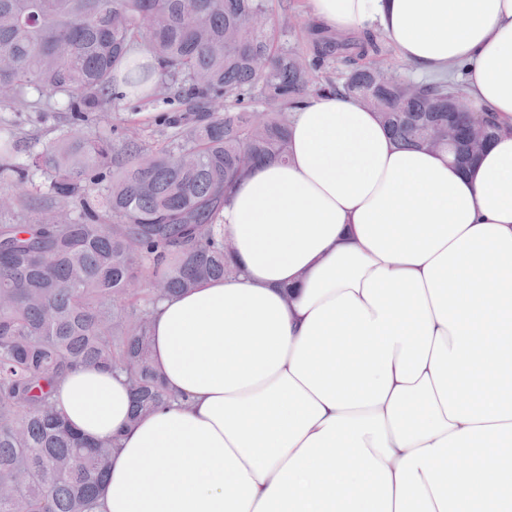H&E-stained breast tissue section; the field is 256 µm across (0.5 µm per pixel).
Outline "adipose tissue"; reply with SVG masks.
Here are the masks:
<instances>
[{"mask_svg": "<svg viewBox=\"0 0 512 512\" xmlns=\"http://www.w3.org/2000/svg\"><path fill=\"white\" fill-rule=\"evenodd\" d=\"M305 3L418 69L466 66L494 140L460 166L349 96L304 103L290 161L221 214L237 274L154 311L184 404L130 423L124 376L87 366L55 405L119 438L100 512H512V0Z\"/></svg>", "mask_w": 512, "mask_h": 512, "instance_id": "ef3b65f1", "label": "adipose tissue"}]
</instances>
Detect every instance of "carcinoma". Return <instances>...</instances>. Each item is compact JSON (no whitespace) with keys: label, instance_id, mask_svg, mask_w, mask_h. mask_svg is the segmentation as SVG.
<instances>
[{"label":"carcinoma","instance_id":"1","mask_svg":"<svg viewBox=\"0 0 512 512\" xmlns=\"http://www.w3.org/2000/svg\"><path fill=\"white\" fill-rule=\"evenodd\" d=\"M271 0H0V105L30 91L63 100L74 124L112 108L115 73L145 44L165 92L192 117L149 149L115 150L109 137L63 132L18 166L0 144V175L39 172V207L11 195L0 222V512H98L117 444L89 438L55 411L56 385L81 366L123 374L131 419L178 401L152 361L155 306L208 279L237 274L224 250L221 211L248 171L290 153V112L343 92L377 113L401 146L453 148L475 160L495 133L490 115L454 108L455 79H400L364 61L381 36L336 34L312 20L288 42ZM348 65L341 82L323 66ZM262 107V122L253 112ZM154 289L132 288L143 282Z\"/></svg>","mask_w":512,"mask_h":512}]
</instances>
